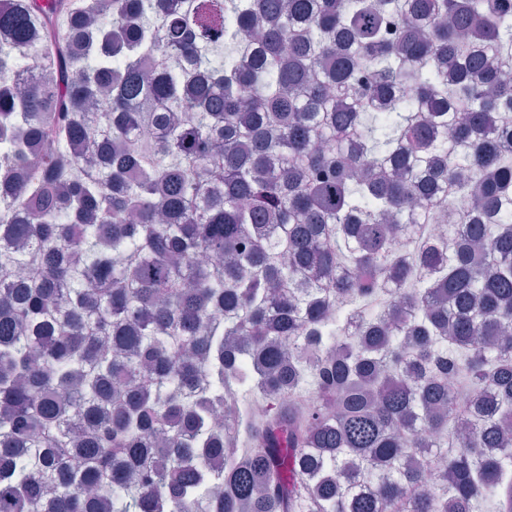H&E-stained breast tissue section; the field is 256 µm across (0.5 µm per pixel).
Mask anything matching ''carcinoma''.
Wrapping results in <instances>:
<instances>
[{
	"mask_svg": "<svg viewBox=\"0 0 512 512\" xmlns=\"http://www.w3.org/2000/svg\"><path fill=\"white\" fill-rule=\"evenodd\" d=\"M3 72L0 512H512V0H0Z\"/></svg>",
	"mask_w": 512,
	"mask_h": 512,
	"instance_id": "obj_1",
	"label": "carcinoma"
}]
</instances>
